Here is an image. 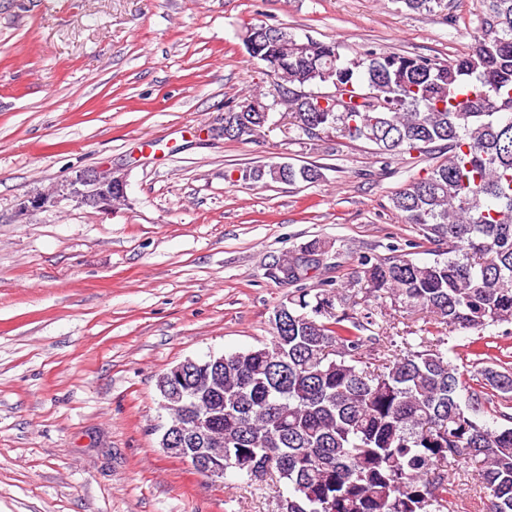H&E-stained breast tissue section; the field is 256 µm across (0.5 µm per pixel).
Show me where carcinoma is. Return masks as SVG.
Returning a JSON list of instances; mask_svg holds the SVG:
<instances>
[{
  "label": "carcinoma",
  "instance_id": "obj_1",
  "mask_svg": "<svg viewBox=\"0 0 512 512\" xmlns=\"http://www.w3.org/2000/svg\"><path fill=\"white\" fill-rule=\"evenodd\" d=\"M431 12L444 0H400ZM472 52L448 62L371 49L346 58L330 41L301 40L286 27L253 24L243 43L269 68L272 89L224 111V138L249 141L286 107L308 140L336 132L380 154L443 144L448 160L391 197L439 257L404 254L362 273L374 296L429 314L436 327L471 331L481 390L441 350L445 337L365 336L374 310L337 313L333 288H299L271 317L269 344L199 360L187 383L163 373L162 401L219 413L207 434L185 433L250 482L284 483L278 512H451L448 460L475 459L487 490L484 512H512V368L481 366L484 331L512 324V0H478ZM340 85L363 97L348 111L320 105L315 90ZM321 167L246 168L251 183L314 184ZM325 245L314 241L278 262L286 283L312 278ZM375 341L373 350L366 343ZM498 393L493 427L482 420Z\"/></svg>",
  "mask_w": 512,
  "mask_h": 512
}]
</instances>
